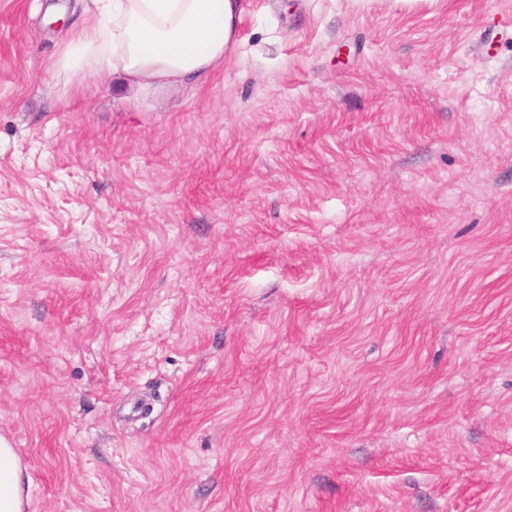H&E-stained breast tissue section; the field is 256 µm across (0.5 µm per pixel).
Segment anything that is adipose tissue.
Listing matches in <instances>:
<instances>
[{
  "label": "adipose tissue",
  "instance_id": "adipose-tissue-1",
  "mask_svg": "<svg viewBox=\"0 0 512 512\" xmlns=\"http://www.w3.org/2000/svg\"><path fill=\"white\" fill-rule=\"evenodd\" d=\"M97 14L54 63L77 74L93 63L133 85L206 79L224 63L240 20L239 0H98ZM23 469L0 438V512H23Z\"/></svg>",
  "mask_w": 512,
  "mask_h": 512
}]
</instances>
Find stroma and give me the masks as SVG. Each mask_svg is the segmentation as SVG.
<instances>
[{
  "label": "stroma",
  "instance_id": "1",
  "mask_svg": "<svg viewBox=\"0 0 512 512\" xmlns=\"http://www.w3.org/2000/svg\"><path fill=\"white\" fill-rule=\"evenodd\" d=\"M241 4L137 88L0 0L24 512H512V0Z\"/></svg>",
  "mask_w": 512,
  "mask_h": 512
}]
</instances>
